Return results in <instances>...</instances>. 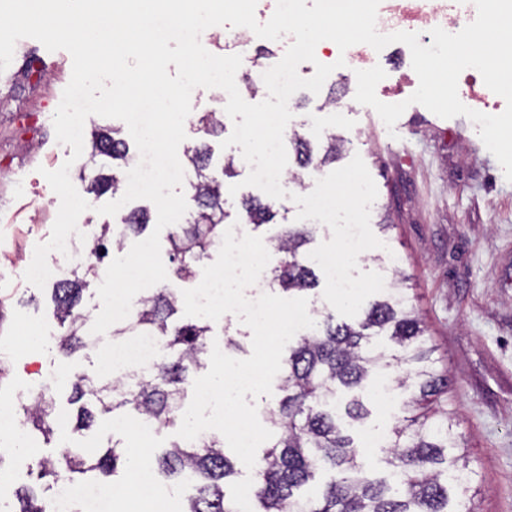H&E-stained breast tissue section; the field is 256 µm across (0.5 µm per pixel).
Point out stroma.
<instances>
[{
    "label": "stroma",
    "mask_w": 512,
    "mask_h": 512,
    "mask_svg": "<svg viewBox=\"0 0 512 512\" xmlns=\"http://www.w3.org/2000/svg\"><path fill=\"white\" fill-rule=\"evenodd\" d=\"M71 75L67 51H48L32 38L16 43L10 65L0 72V339L10 341L0 367V397L48 384L66 412L59 433L90 455L119 441L149 467L154 453L175 441L176 427H160L149 438L117 424L101 426L95 435L75 431L69 385L84 375H107L105 346L112 336L101 335L99 347L63 355L56 340L65 329L50 289L24 278L27 259L49 240L60 206L45 171L69 165L73 185L79 194L87 192L80 173L88 155L72 159L53 125ZM356 87L355 74L336 73L319 93L300 91L302 106L284 135L300 134L320 153L333 134L345 144L339 163L362 157L378 190L370 224L383 246L364 251L358 268L380 273L388 283L397 268L410 277L406 294L448 372L454 429L475 472L471 490L456 494L455 506L458 512H512V182L467 117L443 119L409 104L389 129L365 105L332 111L329 98L350 104ZM379 390L374 380L364 392L370 415L354 431L356 442L370 429L390 431L404 415L400 399L382 403ZM28 446L0 461V468L14 473L0 489V512L22 486L35 487L43 498L50 493L52 481L39 478L38 463L56 452L57 443L39 435ZM73 480L78 512H127L117 491L131 486L132 475L77 474Z\"/></svg>",
    "instance_id": "obj_1"
}]
</instances>
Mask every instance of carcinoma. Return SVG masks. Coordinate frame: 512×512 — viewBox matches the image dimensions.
Wrapping results in <instances>:
<instances>
[{
	"mask_svg": "<svg viewBox=\"0 0 512 512\" xmlns=\"http://www.w3.org/2000/svg\"><path fill=\"white\" fill-rule=\"evenodd\" d=\"M203 140L187 148L185 157L194 173L190 190L197 208L184 224L173 225L168 234L172 275L195 277L198 264L224 234V188L236 176L232 158L224 160L222 178L210 173V136L224 132V122L215 112L198 120ZM297 164L302 169L321 167L342 156L343 140L327 137V146L315 158L308 141L299 134L292 138ZM129 161L127 141L115 129L91 132L90 192L100 197L116 193ZM246 223L258 228L275 217L273 207L258 198L243 200ZM151 223L146 207L132 209L124 218L123 231L109 224L97 231L90 253L104 258L109 247L123 248L125 238L143 235ZM317 233V225H284L270 237L284 258L271 269V280L284 293H303L318 284L315 272L304 264L301 248ZM407 277L396 272L387 295L368 304L354 323L337 322L331 313L317 321L316 329L300 336L284 359L277 406L267 412L273 437L255 463L250 498L260 504L258 512H455L449 489L465 488L473 470L453 430V413L443 403L448 393V375L439 368L436 349L426 338L424 323L409 306L401 285ZM86 282L66 277L55 283L52 301L57 318L68 324L57 347L72 354L88 347L86 319L75 312ZM178 297L169 288H158L136 307L137 322L160 336L167 356L156 370L131 383L109 378L74 383L71 404L78 405L75 429L91 431L99 422L118 413L136 412L157 423L175 424L176 410L189 383L190 373L207 366L210 326L198 321L175 323ZM386 336L393 344L388 353L374 343ZM403 373L392 377V388L402 398L407 413L390 431L382 448L389 467L385 476H371L363 453L350 431L370 415L363 391L376 373ZM30 429L44 437L53 436L56 412L53 393L41 392L36 405L26 411ZM160 470L195 484L196 493L186 500L184 512H239L229 490L236 474L234 462L224 452V440L212 436L181 440L157 456ZM131 468L130 457L119 443L90 457L82 449L64 445L57 456L41 462L39 476L94 472L116 476ZM329 480L314 496L302 489L320 473ZM14 512H45L31 491L18 498Z\"/></svg>",
	"mask_w": 512,
	"mask_h": 512,
	"instance_id": "carcinoma-1",
	"label": "carcinoma"
}]
</instances>
